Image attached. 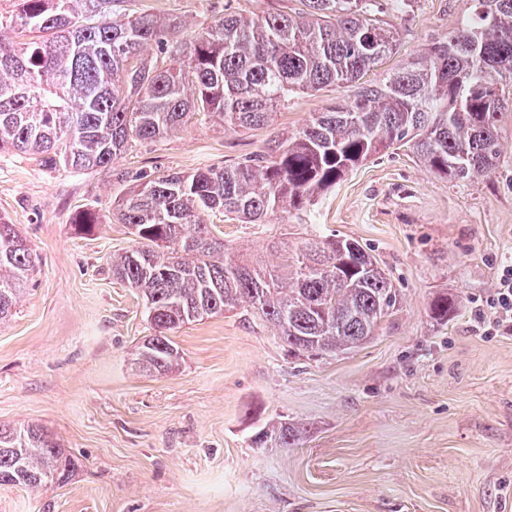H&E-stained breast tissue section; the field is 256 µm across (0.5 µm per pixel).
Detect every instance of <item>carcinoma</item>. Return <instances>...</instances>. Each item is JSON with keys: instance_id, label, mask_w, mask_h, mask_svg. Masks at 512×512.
<instances>
[{"instance_id": "cac0c4a2", "label": "carcinoma", "mask_w": 512, "mask_h": 512, "mask_svg": "<svg viewBox=\"0 0 512 512\" xmlns=\"http://www.w3.org/2000/svg\"><path fill=\"white\" fill-rule=\"evenodd\" d=\"M0 13V152L40 156L76 172L124 173L114 161L193 120L237 131L272 124L302 91L358 82L397 52L398 34L374 0H301L291 15L226 12L181 43V27L130 16L125 0H16ZM448 34L402 61L376 85L281 133L265 154L224 168L148 178L122 199L118 221L135 248L112 257V275L142 293L154 335L134 354L146 374L181 358L169 333L206 316L247 308L291 349L334 353L368 342L398 301L374 257L349 238L315 237L276 266L243 264L205 223L208 212L266 224L305 209L383 149L408 146L440 177L464 184L490 172L502 149L499 114L512 106V0H471ZM157 44L166 66L144 57ZM35 266L16 225L0 218V320L11 316ZM439 295L431 318L448 322ZM278 422L253 437L295 444ZM76 463L44 427L0 424V485L67 482Z\"/></svg>"}]
</instances>
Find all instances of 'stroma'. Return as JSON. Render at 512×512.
<instances>
[{
	"mask_svg": "<svg viewBox=\"0 0 512 512\" xmlns=\"http://www.w3.org/2000/svg\"><path fill=\"white\" fill-rule=\"evenodd\" d=\"M181 21L189 41L212 17L288 13L300 0H127ZM400 32L398 52L364 80L380 82L469 7L467 0H378ZM297 93L271 125L227 132L206 122L116 160L125 182L34 156L0 154V219L37 260L12 316L0 322V423L39 424L78 466L61 485L0 486V512H512V333L484 335L481 315L512 259V110L498 127L502 155L484 177L454 185L408 148L381 151L307 212L243 224L208 214L230 252L274 265L313 235L357 240L389 271L397 310L367 344L338 354L290 352L239 310L175 330L182 361L136 371L153 329L141 295L112 275L135 246L115 218L143 174L230 167L267 152L283 129L350 95ZM98 217L76 231V213ZM458 305L447 323L428 304ZM288 420L289 448L252 435Z\"/></svg>",
	"mask_w": 512,
	"mask_h": 512,
	"instance_id": "stroma-1",
	"label": "stroma"
}]
</instances>
